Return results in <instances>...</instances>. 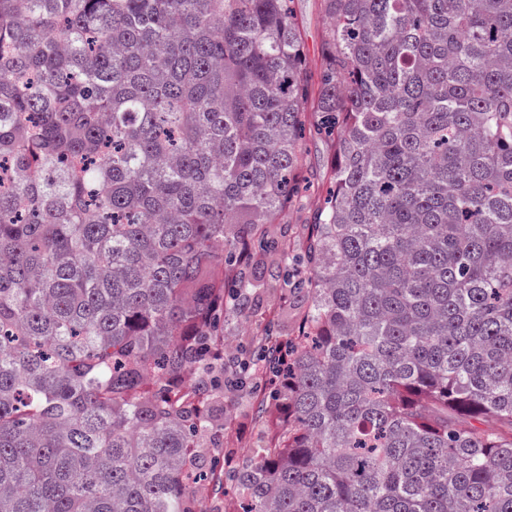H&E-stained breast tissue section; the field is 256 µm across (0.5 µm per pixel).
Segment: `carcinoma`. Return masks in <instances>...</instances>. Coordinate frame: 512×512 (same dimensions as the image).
<instances>
[{
	"mask_svg": "<svg viewBox=\"0 0 512 512\" xmlns=\"http://www.w3.org/2000/svg\"><path fill=\"white\" fill-rule=\"evenodd\" d=\"M287 2L0 0V512H201L252 361L242 512H512V0H321L314 76ZM271 254L287 364L226 360ZM303 150L310 169V183L302 192L300 201L288 211L282 224L273 227L275 233L284 234L294 249L299 251L306 243L312 213L326 197L329 184L324 172L331 160L330 148L322 140L307 136L303 141ZM268 380L263 375L247 378L243 385L235 382L224 386V443L210 432L197 437L203 467L207 468L211 458H219L221 463L234 465L241 463L250 448L262 445L269 432V424L262 423L255 415L252 405L256 385L264 386Z\"/></svg>",
	"mask_w": 512,
	"mask_h": 512,
	"instance_id": "carcinoma-1",
	"label": "carcinoma"
}]
</instances>
